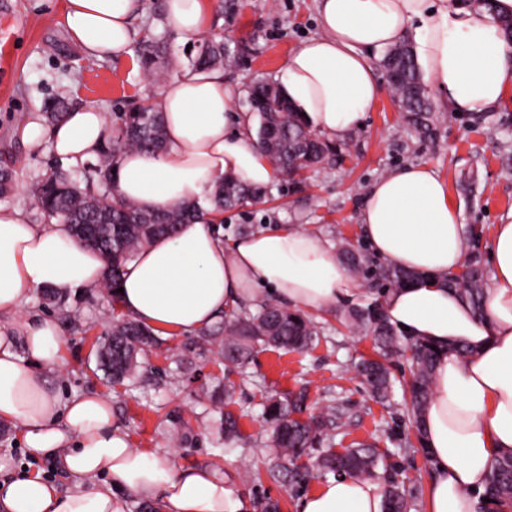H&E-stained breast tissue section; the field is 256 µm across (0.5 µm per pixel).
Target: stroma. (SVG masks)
Instances as JSON below:
<instances>
[{"instance_id":"1","label":"stroma","mask_w":512,"mask_h":512,"mask_svg":"<svg viewBox=\"0 0 512 512\" xmlns=\"http://www.w3.org/2000/svg\"><path fill=\"white\" fill-rule=\"evenodd\" d=\"M209 35L238 48L237 66L224 77L245 90L259 77L279 78L287 57L319 34L315 0H214ZM65 0H0V166L8 165L14 187L0 205L17 208L34 223L45 218L32 198L33 185L56 157L47 141L32 142L23 133L29 114L43 113L54 97L72 105H97L107 114L123 111L128 102L154 99L159 81L190 66L188 41L172 33L164 21V0H141L133 25L151 32L165 53L148 77L139 64V42L128 53L102 60L86 57L69 37L64 21ZM440 116L436 135L423 141L409 129L390 91L365 114L362 126L349 134L343 161L306 172L304 184L277 177L271 195L224 213L225 237L261 228L299 224L331 243L357 242L362 237L360 214L372 184L409 164H427L448 184L450 200L461 211L465 227L480 232L479 250H487L495 224L512 212V171L501 164V151L512 145V96L485 113L484 120L461 114L447 119V107L434 100ZM472 180L474 191L464 182ZM25 308L55 317L62 325L61 364L49 373L54 392L67 397L95 393L112 403V416L133 447L168 454L177 467H210L223 474L240 498L256 502L278 499L282 512H296L298 498L324 480L316 454L297 461L300 478L282 473L270 478L273 459L266 446L271 425L262 415L266 397L289 399L297 415L320 414L342 403L347 413L324 435L320 450L337 451L355 442L375 443L382 457L376 481L405 483L412 491L410 512H423V493L430 464L421 448L409 447L414 430L395 395L391 406L372 400L356 371L372 355L369 337L344 326L345 306L317 314L318 338L304 352L254 345L243 368L227 371L217 345L201 344L198 334L160 336L159 346L144 368L147 396L112 387L101 370L94 340L112 324L106 290L69 296L65 306L47 301L42 291L29 294ZM236 384L232 400L224 398L225 381ZM232 415L241 440L221 450L218 422ZM0 460L7 476L36 471L68 490L72 482L50 460L31 458L17 430L0 424Z\"/></svg>"}]
</instances>
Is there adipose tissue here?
<instances>
[{"mask_svg": "<svg viewBox=\"0 0 512 512\" xmlns=\"http://www.w3.org/2000/svg\"><path fill=\"white\" fill-rule=\"evenodd\" d=\"M138 0H65L64 24L86 56L124 54L135 32ZM320 32L286 60L284 93L330 141L359 128L381 94L373 53L412 37L420 72L456 113H480L512 93V41L494 10L471 0H316ZM164 19L176 34L210 27L209 0H165ZM236 87L222 71L187 70L161 82L153 100L163 114L166 149L118 157L119 196L147 211L201 201L225 178L253 187L277 177L256 145L248 113L234 109ZM29 140H47L66 166L95 159L109 134L105 112L69 110L44 128L25 125ZM363 236L386 265L418 272L412 285L386 291L382 311L412 340L441 346L433 395L422 415L431 466L425 512H480L490 463L512 454V216L489 242L491 280L484 314L443 278L464 261V226L448 185L426 164L378 179L360 216ZM107 264L69 225L35 224L16 208L0 207V421L23 436L28 453L57 461L73 480L66 492L41 474L0 481V512H126L125 495L159 503L162 512H248L210 468L179 469L165 454L132 447L96 394L57 396L46 373L58 364L62 328L32 314L15 321L25 295L53 288L81 294L104 287ZM116 293L129 317L171 335L197 332L239 310L262 291L275 303L320 313L356 302L357 280L321 235L294 225L259 229L225 241L213 216L157 237L126 263ZM470 350L459 360L456 348ZM104 483H96V476ZM378 483L331 476L297 502L298 512H381Z\"/></svg>", "mask_w": 512, "mask_h": 512, "instance_id": "adipose-tissue-1", "label": "adipose tissue"}]
</instances>
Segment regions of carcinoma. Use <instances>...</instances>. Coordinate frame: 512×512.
Returning a JSON list of instances; mask_svg holds the SVG:
<instances>
[{
    "mask_svg": "<svg viewBox=\"0 0 512 512\" xmlns=\"http://www.w3.org/2000/svg\"><path fill=\"white\" fill-rule=\"evenodd\" d=\"M160 47L152 41L142 44L141 64L147 75L154 73ZM235 58L234 51L224 43L205 40L191 59L194 69L209 70L224 60ZM390 88L400 98L407 125L419 137L431 139L436 134V117L432 112L427 89L412 50L403 44L381 60ZM248 105L259 119L257 146L277 167L292 180L306 169L331 166L342 160V149L319 136L311 124L297 112L280 87L270 78L254 80L247 87ZM69 110L63 99H55L47 107L50 124L62 120ZM164 148V124L160 112L153 105L138 103L127 112H120L110 128L107 142L94 161L77 168L82 179L74 178V171L55 168L35 187V205L50 219L65 224H95L106 215L112 224V240L96 245L107 261L106 288L116 287L123 265L141 247L162 234H173L180 224L198 216L201 208L185 203L163 212H148L122 199L114 191V166L120 154L139 149L158 152ZM266 194L262 188H251L234 179L223 180L211 200L212 211L224 212L243 206ZM337 252L353 271L380 285L379 292L403 288L416 274L387 265H368L355 245L342 239ZM467 271L452 275L446 284L478 313L484 312L488 288L485 266L480 253L467 252ZM348 320L355 328L370 335L379 358L361 362L359 372L379 402L390 401L394 381L385 361L404 352L401 335L386 321L379 297L348 311ZM224 345L221 353L232 366L245 363L252 344L261 341L267 345L298 351L318 339L320 327L309 315L285 306L261 304L253 312L233 317L224 324ZM104 343L100 353L112 383H130L136 387L141 362L138 356L147 355L158 342L152 329L130 318L112 321V331L102 332ZM413 350L410 378L401 382L406 409L412 421L415 439L422 443L421 416L433 393L434 367L438 351L429 342L411 341ZM296 412L286 400L270 398L264 405V414L272 424L270 448L275 453V464L270 473L289 470L294 460L316 447L325 429L347 414L341 404L327 407L316 418L302 421L293 417ZM380 461L373 444L360 443L342 453L330 452L321 456L320 465L326 472L371 478ZM483 497L490 499L493 512H512V455L492 462ZM411 494L396 483H391L383 497L382 512H410Z\"/></svg>",
    "mask_w": 512,
    "mask_h": 512,
    "instance_id": "1",
    "label": "carcinoma"
}]
</instances>
